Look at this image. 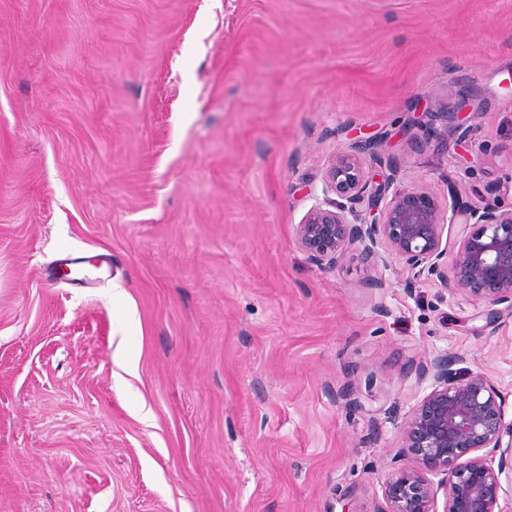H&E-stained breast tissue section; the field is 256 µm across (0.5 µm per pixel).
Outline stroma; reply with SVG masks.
Returning <instances> with one entry per match:
<instances>
[{"instance_id":"1","label":"stroma","mask_w":512,"mask_h":512,"mask_svg":"<svg viewBox=\"0 0 512 512\" xmlns=\"http://www.w3.org/2000/svg\"><path fill=\"white\" fill-rule=\"evenodd\" d=\"M386 132L401 183L505 200L512 0H0V512H376L438 351L512 420L511 318L296 242ZM476 108L474 107V104L472 101H470V98H458L457 102L453 106L452 112H438V113H446L448 118V113L451 121L454 124V128H456L458 131V136H461L459 142V146L465 151L469 152L468 150V144L466 141V137L469 138L468 131H466L465 125L468 122V119L470 117V114L474 112Z\"/></svg>"}]
</instances>
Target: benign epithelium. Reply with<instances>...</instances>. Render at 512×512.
I'll list each match as a JSON object with an SVG mask.
<instances>
[{
	"instance_id": "obj_1",
	"label": "benign epithelium",
	"mask_w": 512,
	"mask_h": 512,
	"mask_svg": "<svg viewBox=\"0 0 512 512\" xmlns=\"http://www.w3.org/2000/svg\"><path fill=\"white\" fill-rule=\"evenodd\" d=\"M474 111L462 97L449 113L465 151ZM321 182L322 201L295 228L311 263L334 269L355 249L372 267L402 264L408 288L437 281L483 304L490 323L512 317V202L467 204L455 183L446 201L403 186L396 159L364 137L328 162ZM449 201L461 219L451 252L444 243ZM457 362L435 352L411 364L409 373L428 383V392L408 412L400 445L386 462L377 512H512V421H505L490 376L481 369L462 374Z\"/></svg>"
}]
</instances>
